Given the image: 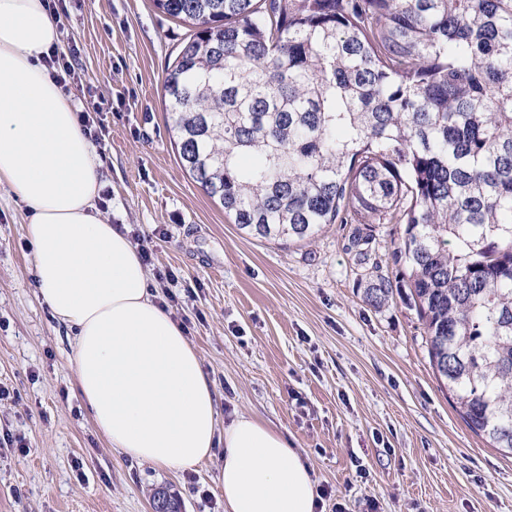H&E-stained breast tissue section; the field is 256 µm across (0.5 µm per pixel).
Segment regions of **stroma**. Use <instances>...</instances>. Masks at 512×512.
Wrapping results in <instances>:
<instances>
[{
  "label": "stroma",
  "mask_w": 512,
  "mask_h": 512,
  "mask_svg": "<svg viewBox=\"0 0 512 512\" xmlns=\"http://www.w3.org/2000/svg\"><path fill=\"white\" fill-rule=\"evenodd\" d=\"M64 91L100 105L101 212L148 253L158 294L200 354L220 423L249 414L308 459L317 512H512V457L489 447L436 377L392 254L401 225L260 241L182 167L163 79L185 28L152 0H60ZM25 208L0 187V512H224L223 448L168 472L110 448L74 385L70 340L36 294ZM172 280H164V272ZM394 282L377 309L363 290Z\"/></svg>",
  "instance_id": "1"
}]
</instances>
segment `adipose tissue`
Returning <instances> with one entry per match:
<instances>
[{
  "label": "adipose tissue",
  "instance_id": "adipose-tissue-1",
  "mask_svg": "<svg viewBox=\"0 0 512 512\" xmlns=\"http://www.w3.org/2000/svg\"><path fill=\"white\" fill-rule=\"evenodd\" d=\"M59 26L43 0H0V187L26 209L37 296L72 335L96 429L168 470L223 448L224 512H315L312 467L281 432L244 414L219 422L213 385L127 227L98 210V156L43 61Z\"/></svg>",
  "mask_w": 512,
  "mask_h": 512
}]
</instances>
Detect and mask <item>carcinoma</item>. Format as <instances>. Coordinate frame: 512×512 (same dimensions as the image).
Masks as SVG:
<instances>
[{"mask_svg": "<svg viewBox=\"0 0 512 512\" xmlns=\"http://www.w3.org/2000/svg\"><path fill=\"white\" fill-rule=\"evenodd\" d=\"M153 3L190 26L163 81L182 167L257 239L404 225L430 364L512 455V0Z\"/></svg>", "mask_w": 512, "mask_h": 512, "instance_id": "cac0c4a2", "label": "carcinoma"}]
</instances>
